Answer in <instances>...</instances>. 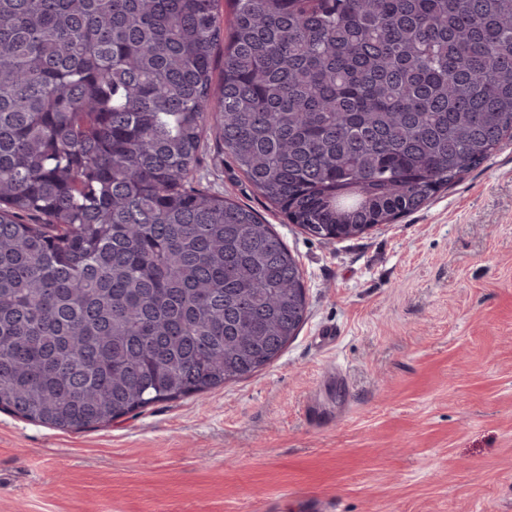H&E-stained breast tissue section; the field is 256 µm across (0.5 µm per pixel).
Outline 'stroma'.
Returning a JSON list of instances; mask_svg holds the SVG:
<instances>
[{"mask_svg":"<svg viewBox=\"0 0 512 512\" xmlns=\"http://www.w3.org/2000/svg\"><path fill=\"white\" fill-rule=\"evenodd\" d=\"M198 175L295 256L296 338L253 376L112 425L0 411V512H512V141L419 210L307 235L216 133Z\"/></svg>","mask_w":512,"mask_h":512,"instance_id":"stroma-1","label":"stroma"}]
</instances>
